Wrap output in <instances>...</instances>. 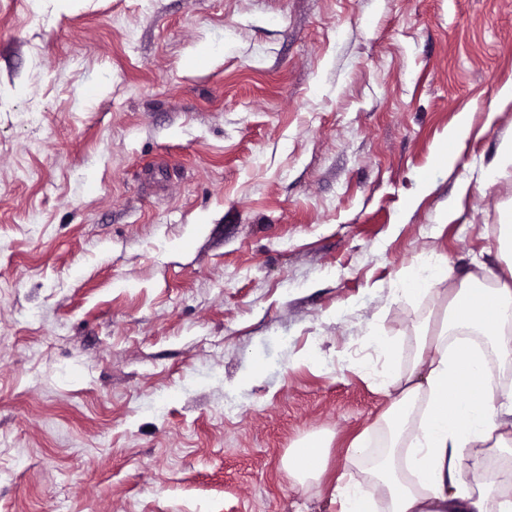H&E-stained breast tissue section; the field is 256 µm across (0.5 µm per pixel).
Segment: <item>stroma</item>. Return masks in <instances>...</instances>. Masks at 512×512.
Instances as JSON below:
<instances>
[{
    "mask_svg": "<svg viewBox=\"0 0 512 512\" xmlns=\"http://www.w3.org/2000/svg\"><path fill=\"white\" fill-rule=\"evenodd\" d=\"M509 86L512 0H0V512H335L402 276L499 270ZM327 456L328 444L320 440H311L303 446L292 448L285 463L288 477L300 486L318 479L327 469Z\"/></svg>",
    "mask_w": 512,
    "mask_h": 512,
    "instance_id": "35a3bbf8",
    "label": "stroma"
}]
</instances>
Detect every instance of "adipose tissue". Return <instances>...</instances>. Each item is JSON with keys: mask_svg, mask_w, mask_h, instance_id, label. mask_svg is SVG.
<instances>
[{"mask_svg": "<svg viewBox=\"0 0 512 512\" xmlns=\"http://www.w3.org/2000/svg\"><path fill=\"white\" fill-rule=\"evenodd\" d=\"M502 245L509 258L496 287H483L482 275L471 274L460 287L444 289L450 273L438 259L401 279L398 291L409 296L443 289V325L426 332L412 370L378 378L388 405L346 447L347 467L381 489L385 507L341 477L330 491L336 512H512V500L459 477L464 462L478 460L483 449L512 446V387L489 384L490 359L512 361L511 226ZM327 456L319 440L291 449L289 478L300 486L319 478Z\"/></svg>", "mask_w": 512, "mask_h": 512, "instance_id": "obj_1", "label": "adipose tissue"}]
</instances>
